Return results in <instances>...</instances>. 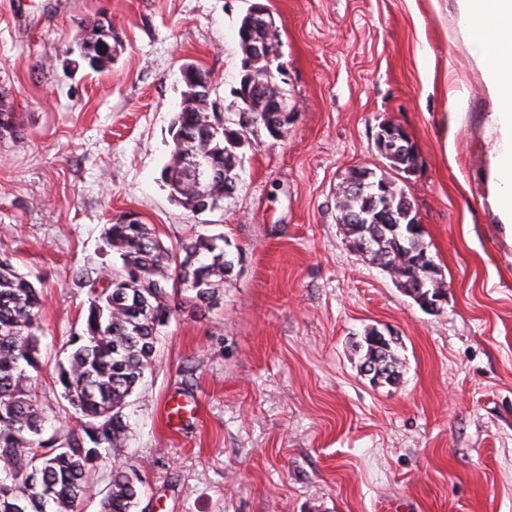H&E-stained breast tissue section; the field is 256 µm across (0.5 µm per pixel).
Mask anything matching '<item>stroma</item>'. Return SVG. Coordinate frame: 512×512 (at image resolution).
Segmentation results:
<instances>
[{
	"instance_id": "35a3bbf8",
	"label": "stroma",
	"mask_w": 512,
	"mask_h": 512,
	"mask_svg": "<svg viewBox=\"0 0 512 512\" xmlns=\"http://www.w3.org/2000/svg\"><path fill=\"white\" fill-rule=\"evenodd\" d=\"M296 112L280 139L243 129L242 181L221 209L174 204L161 172L192 61L227 126L237 28L249 0H0V86L23 123L0 139V253L42 280L37 392L49 432L77 422L56 382L91 295L119 267L103 239L136 213L167 247L220 235L234 259L219 306L175 311L123 410L122 452L145 480L138 512H512V243L487 192L493 102L455 0H262ZM108 17L121 43L101 72L81 30ZM416 165L390 169L383 123ZM413 203L445 283L422 309L353 252L336 215L350 169ZM391 330L398 383L373 384L358 345ZM199 413L172 433L168 395ZM378 142L383 151H397L403 156H413V147L409 136L402 127L395 126L380 132Z\"/></svg>"
}]
</instances>
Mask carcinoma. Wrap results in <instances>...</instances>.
<instances>
[{
  "instance_id": "cac0c4a2",
  "label": "carcinoma",
  "mask_w": 512,
  "mask_h": 512,
  "mask_svg": "<svg viewBox=\"0 0 512 512\" xmlns=\"http://www.w3.org/2000/svg\"><path fill=\"white\" fill-rule=\"evenodd\" d=\"M203 113H182V128L194 137L173 144L163 172L171 191L197 185L189 159L203 154L219 173L207 194L196 200L224 201V127L201 123ZM22 124L13 102L0 98V139H16ZM369 191L340 197L338 211L361 212ZM396 222L377 224L374 216L342 223L351 244L368 245L367 260L380 261L390 275L408 280L417 274L413 259L427 249L413 203L396 187L386 199ZM109 248L121 266L104 273L107 286L94 291L82 333L70 337L67 364L59 365L62 396L79 421L65 437H43L45 411L36 394L42 370L40 313L42 291L19 273L9 256L0 254V512H79L95 483L99 462L113 460L107 494L100 512H134L141 498L137 467L121 459L128 424L127 398L151 367L172 303H188L199 311L217 306L232 270L222 236L197 234L167 248L148 224L116 220L105 230ZM398 346L389 341L384 353L393 364L388 373H372L370 382L395 383L401 376Z\"/></svg>"
}]
</instances>
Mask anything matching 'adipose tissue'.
<instances>
[{
    "label": "adipose tissue",
    "instance_id": "adipose-tissue-1",
    "mask_svg": "<svg viewBox=\"0 0 512 512\" xmlns=\"http://www.w3.org/2000/svg\"><path fill=\"white\" fill-rule=\"evenodd\" d=\"M456 9L495 103L487 123L489 202L512 241V0H456Z\"/></svg>",
    "mask_w": 512,
    "mask_h": 512
}]
</instances>
